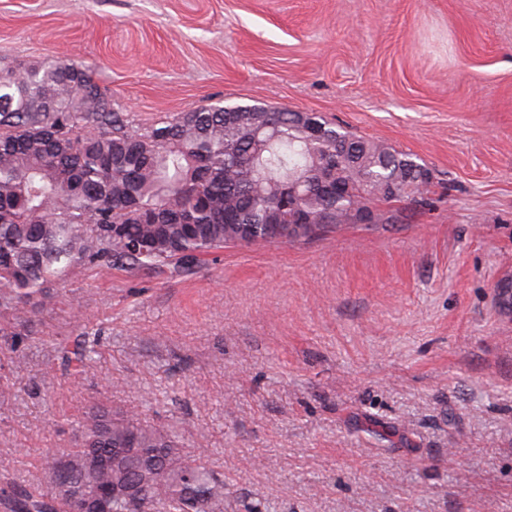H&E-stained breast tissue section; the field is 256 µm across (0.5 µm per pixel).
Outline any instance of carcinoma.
Segmentation results:
<instances>
[{
	"instance_id": "obj_1",
	"label": "carcinoma",
	"mask_w": 512,
	"mask_h": 512,
	"mask_svg": "<svg viewBox=\"0 0 512 512\" xmlns=\"http://www.w3.org/2000/svg\"><path fill=\"white\" fill-rule=\"evenodd\" d=\"M225 109L208 104L138 126L112 109L85 65L0 67V313L15 335L54 304L44 284L78 267L188 274L227 245L319 238L354 223L364 206L392 224L396 202L433 204L430 169L380 141L319 114L324 134L313 136L288 110L258 113L267 129L255 141L250 113H240L237 134L224 129ZM334 133L348 144L337 167ZM291 177L309 179L296 207L311 224L294 223L275 192ZM274 211L281 223H263ZM97 342L84 329L57 343L56 357L77 370ZM204 457L185 454L172 425L96 404L74 447L23 483L0 486V512H67L92 494L103 512H224V475Z\"/></svg>"
}]
</instances>
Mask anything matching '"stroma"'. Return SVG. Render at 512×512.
<instances>
[{
  "label": "stroma",
  "instance_id": "stroma-1",
  "mask_svg": "<svg viewBox=\"0 0 512 512\" xmlns=\"http://www.w3.org/2000/svg\"><path fill=\"white\" fill-rule=\"evenodd\" d=\"M17 58L91 66L138 124L323 114L422 159L434 204L180 277L72 270L27 334L0 319V485L101 401L182 426L225 512H512V0H0ZM99 336L96 332L82 330L77 336L64 339L56 344V357L65 371L78 370L83 367L90 355L95 352L94 345Z\"/></svg>",
  "mask_w": 512,
  "mask_h": 512
}]
</instances>
